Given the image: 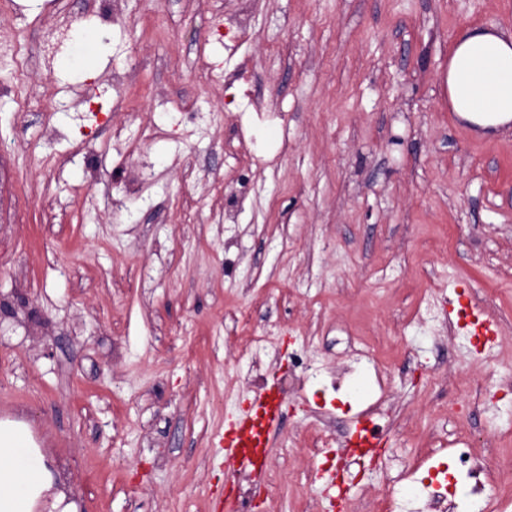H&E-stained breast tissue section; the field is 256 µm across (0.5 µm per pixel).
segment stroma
Here are the masks:
<instances>
[{
  "mask_svg": "<svg viewBox=\"0 0 512 512\" xmlns=\"http://www.w3.org/2000/svg\"><path fill=\"white\" fill-rule=\"evenodd\" d=\"M8 3L0 61L35 62L0 96V420L76 512H216L229 417L363 341L378 363L285 399L252 512H315L327 463L363 506L453 475L456 442L512 454V123L463 120L447 84L512 0ZM454 294L496 316L493 351ZM378 365L380 458L315 455L312 414L354 437Z\"/></svg>",
  "mask_w": 512,
  "mask_h": 512,
  "instance_id": "obj_1",
  "label": "stroma"
}]
</instances>
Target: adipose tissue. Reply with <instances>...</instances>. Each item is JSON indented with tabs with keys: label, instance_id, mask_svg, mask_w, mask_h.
Wrapping results in <instances>:
<instances>
[{
	"label": "adipose tissue",
	"instance_id": "obj_1",
	"mask_svg": "<svg viewBox=\"0 0 512 512\" xmlns=\"http://www.w3.org/2000/svg\"><path fill=\"white\" fill-rule=\"evenodd\" d=\"M447 82L462 119L484 128L512 121V38L467 32L452 49ZM46 497L56 507L66 499L26 427L1 421L0 512H36Z\"/></svg>",
	"mask_w": 512,
	"mask_h": 512
}]
</instances>
